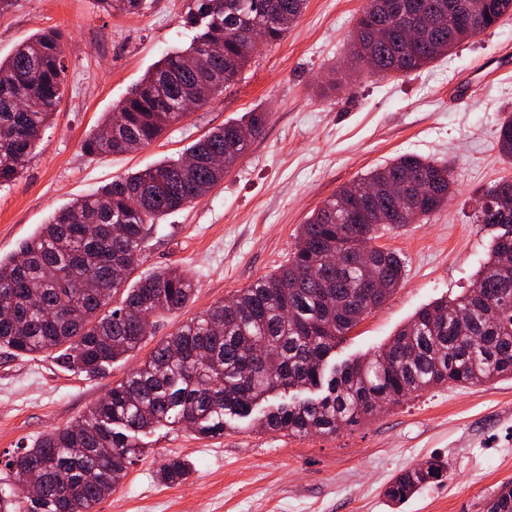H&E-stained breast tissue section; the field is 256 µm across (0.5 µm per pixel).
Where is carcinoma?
Masks as SVG:
<instances>
[{"label":"carcinoma","instance_id":"1","mask_svg":"<svg viewBox=\"0 0 512 512\" xmlns=\"http://www.w3.org/2000/svg\"><path fill=\"white\" fill-rule=\"evenodd\" d=\"M307 0H186L185 18L197 33L186 50L166 53L130 95L81 143L94 157L122 154L156 140L184 117L188 100L201 106L235 83L264 28L265 42L279 41L301 16ZM450 0H365L355 24L351 56L364 57L378 76L408 75L512 13V0H482L481 12L448 16ZM106 13L133 14L146 0H96ZM420 29L417 41L405 31ZM222 46L219 56L210 45ZM62 34L39 31L0 59V185L16 179L40 144L61 101L66 80ZM266 113L245 124L211 130L186 159H165L115 179L53 214L18 252L0 258V348L17 356L57 353L61 363L88 376L140 350L156 320L181 309L196 284L172 267L141 277L134 270L154 220L184 209L224 179L246 152L244 126L257 137ZM499 153L512 160V119L497 135ZM379 188L368 204L363 184ZM456 179L447 165L402 155L342 186L300 225L286 264L183 324L158 343L141 365L112 385L106 397L74 423L43 436L12 457V474L0 486V512H59L60 494L92 512L112 494L115 470L128 472L143 454L141 437L159 426L184 425L203 437L224 433L227 419L246 420L272 432L329 435L374 416L377 397L398 405L429 388L460 387L512 378V176L483 192L473 223L497 228L489 259L468 291L421 308L382 350L340 367L330 353L365 315L360 293L377 277L375 307L404 280L402 259L376 247L382 224H416L452 200ZM278 370L261 368L263 355ZM319 396L255 410L286 392ZM48 470L35 497L23 493L19 470ZM179 456L165 458L161 482L177 485L189 475ZM431 459L398 475L385 495L403 504L425 485L447 476ZM483 512H512V481L487 500Z\"/></svg>","mask_w":512,"mask_h":512}]
</instances>
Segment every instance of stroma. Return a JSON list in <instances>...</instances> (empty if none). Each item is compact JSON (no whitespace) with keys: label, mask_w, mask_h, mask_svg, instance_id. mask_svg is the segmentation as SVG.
I'll list each match as a JSON object with an SVG mask.
<instances>
[{"label":"stroma","mask_w":512,"mask_h":512,"mask_svg":"<svg viewBox=\"0 0 512 512\" xmlns=\"http://www.w3.org/2000/svg\"><path fill=\"white\" fill-rule=\"evenodd\" d=\"M362 0H307L283 39L261 46L238 81L137 151L91 159L83 139L128 96L166 52L191 42L184 0H149L140 14H107L95 0H16L0 15V57L40 29L64 36L67 84L24 172L0 186V257L53 213L131 171L179 157L211 128L261 110L262 134L224 180L186 209L160 216L133 271L177 267L197 283L194 298L160 320L141 350L104 376L67 370L49 353L0 350V481L3 461L84 414L181 325L286 264L314 209L343 185L403 154L449 163L456 197L427 220L379 230L376 246L405 263L400 288L364 316L331 358L373 354L422 307L467 291L490 254L491 235L471 220L473 203L512 174L496 147L512 116V16L413 74L366 72L340 82ZM468 82L471 97L449 101ZM189 461L182 484L156 473L166 456ZM448 477L400 508L385 497L400 472L431 458ZM512 480V379L444 385L411 396L330 436L287 435L235 421L218 437L161 428L115 491L94 512H482Z\"/></svg>","instance_id":"35a3bbf8"}]
</instances>
